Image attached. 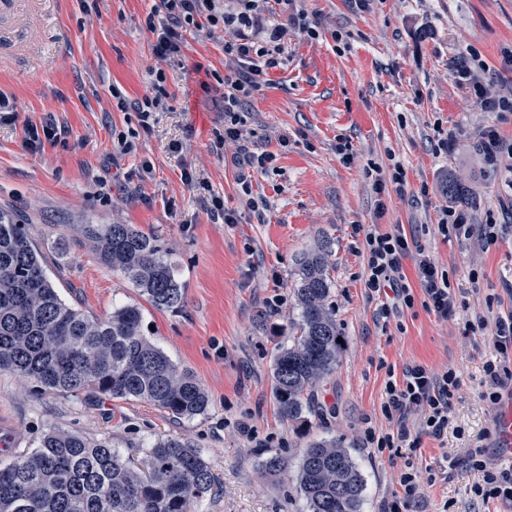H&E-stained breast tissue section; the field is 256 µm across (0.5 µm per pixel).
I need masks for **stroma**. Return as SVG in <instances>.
<instances>
[{
    "mask_svg": "<svg viewBox=\"0 0 512 512\" xmlns=\"http://www.w3.org/2000/svg\"><path fill=\"white\" fill-rule=\"evenodd\" d=\"M154 6L11 0L0 17V93L15 105L13 118L0 122V209L25 224L67 304L103 318L138 303L147 338L202 384L208 410L179 419L141 400L43 394L0 371V460L35 448L50 426L109 437L138 460L156 439L178 437L199 448L215 477L192 512H305L295 479L263 480L258 464L277 453L295 468L310 441L334 439L364 477V512H379L409 467L416 512H508L474 496L480 473L463 469L447 481L441 467L487 448L495 421L480 397L492 336L466 324L512 312V171L482 149L489 126L512 141V112L479 111L457 77L464 60L476 58L483 81L512 90V0L274 5L276 20L299 11L319 34L289 28L284 65L269 70L240 114L249 148L270 155L246 190L237 182L239 146L214 147L224 129L220 80L232 69L224 34L208 32L198 17L182 56L159 60L145 26ZM159 72L168 107L144 124L130 104L152 95ZM31 122L58 126L65 143L30 148ZM122 138L129 150L120 149ZM341 142L347 155L336 151ZM371 162L400 165L403 190L377 189L365 174ZM456 173L476 191L465 209L470 223L503 225L497 241L440 233L450 203L443 186ZM218 199L236 223L213 219ZM86 224H131L159 237L183 286V308L142 301L98 259ZM397 224L447 273L456 295L449 318L423 307L410 258L403 274L416 303L381 317L383 298L364 286L365 234ZM324 240L343 351L316 391V411L291 422L280 413L271 364L295 334L294 259ZM413 362L437 374L456 370L461 384L444 437H422L420 449L391 459L365 447V432L387 430L385 384Z\"/></svg>",
    "mask_w": 512,
    "mask_h": 512,
    "instance_id": "35a3bbf8",
    "label": "stroma"
}]
</instances>
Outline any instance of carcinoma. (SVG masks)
I'll return each mask as SVG.
<instances>
[{
    "label": "carcinoma",
    "mask_w": 512,
    "mask_h": 512,
    "mask_svg": "<svg viewBox=\"0 0 512 512\" xmlns=\"http://www.w3.org/2000/svg\"><path fill=\"white\" fill-rule=\"evenodd\" d=\"M448 196L461 206L469 189L450 180ZM99 259L120 272L157 309L182 306L183 291L158 240L131 224H86ZM296 336L273 359L280 412L290 421L310 410V397L336 369L341 350L333 308L327 245L295 260ZM137 304L105 318L65 303L48 279L25 225L0 211V371L20 375L44 394L93 392L151 403L174 417L207 411L200 382L180 371L141 332ZM261 477L288 474V459L272 454ZM214 476L200 451L161 438L138 466L107 438L46 428L30 452L0 463V512H188L210 491ZM307 512H363L364 480L334 440L303 449L297 473Z\"/></svg>",
    "instance_id": "1"
}]
</instances>
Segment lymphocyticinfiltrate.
I'll return each instance as SVG.
<instances>
[{"instance_id":"lymphocytic-infiltrate-1","label":"lymphocytic infiltrate","mask_w":512,"mask_h":512,"mask_svg":"<svg viewBox=\"0 0 512 512\" xmlns=\"http://www.w3.org/2000/svg\"><path fill=\"white\" fill-rule=\"evenodd\" d=\"M263 0H157L145 25L154 35L156 57L181 55L184 34L196 16H206L211 27L225 34L224 53L238 66L224 80V114L235 117L247 98L260 90L266 70L284 63L281 40L284 25H265ZM367 267L364 286L373 293L388 289L396 304L412 306L413 293L401 274L406 258H413L427 307L440 317L455 311L456 297L448 276L425 254H413L401 227L388 232L369 229L365 234ZM495 359L486 361L484 372L490 387L481 395L489 405H497L505 381L512 380V313L498 317L492 337ZM454 370L436 375L419 364L406 365L400 380L387 381L382 413L391 425L385 433L367 431L365 442L378 453L399 455L401 449H418L421 435L441 439L448 430L450 400L459 387ZM422 414L420 432L409 425L412 414ZM465 467L481 472L482 482L473 493L482 500H495L512 507V465H497L487 460L483 450H475L466 460H449V470Z\"/></svg>"}]
</instances>
